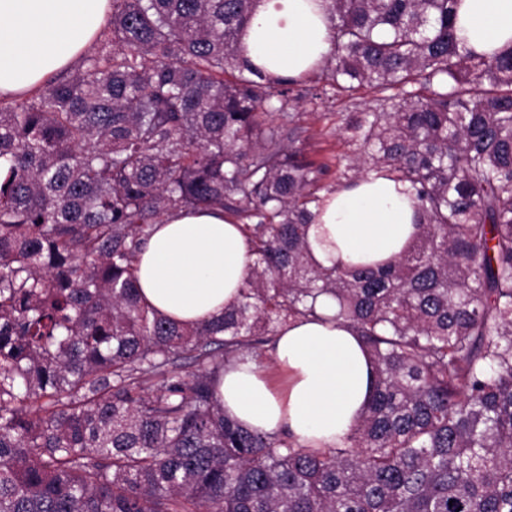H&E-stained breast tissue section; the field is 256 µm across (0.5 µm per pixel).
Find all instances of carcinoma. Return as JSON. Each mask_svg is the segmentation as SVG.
<instances>
[{
    "label": "carcinoma",
    "mask_w": 512,
    "mask_h": 512,
    "mask_svg": "<svg viewBox=\"0 0 512 512\" xmlns=\"http://www.w3.org/2000/svg\"><path fill=\"white\" fill-rule=\"evenodd\" d=\"M256 2L112 0L96 53L0 102V512H512V49L461 46L459 0H330L322 73L395 91L348 130L421 232L393 264L324 268V170L239 51ZM196 208L244 220L254 259L237 304L184 325L134 266ZM322 295L376 373L344 444L226 416L224 364Z\"/></svg>",
    "instance_id": "carcinoma-1"
}]
</instances>
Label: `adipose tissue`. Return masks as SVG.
Returning a JSON list of instances; mask_svg holds the SVG:
<instances>
[{"mask_svg":"<svg viewBox=\"0 0 512 512\" xmlns=\"http://www.w3.org/2000/svg\"><path fill=\"white\" fill-rule=\"evenodd\" d=\"M111 0H0V97L38 90L81 57L105 25ZM329 0H258L241 39L246 60L271 80L316 71L332 47ZM457 35L487 55L512 46V0H460ZM306 246L315 265L392 263L416 238L418 213L408 183L380 169L322 193ZM252 243L220 209L181 210L154 225L137 257L142 299L171 320L198 325L237 303ZM322 318L283 326L270 345L271 379L255 359L226 364L218 395L226 415L250 430L287 433L311 448L343 444L369 403L374 368L353 329Z\"/></svg>","mask_w":512,"mask_h":512,"instance_id":"adipose-tissue-1","label":"adipose tissue"}]
</instances>
